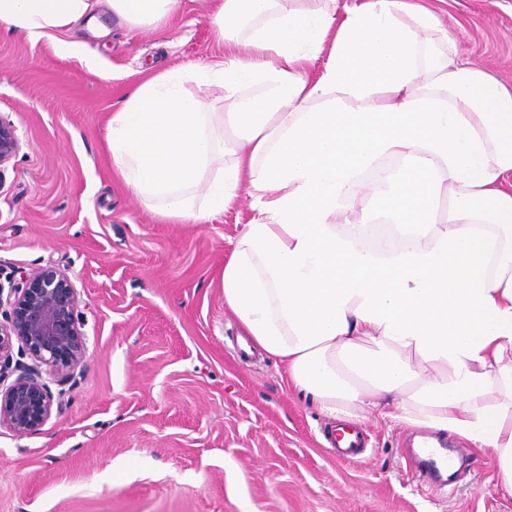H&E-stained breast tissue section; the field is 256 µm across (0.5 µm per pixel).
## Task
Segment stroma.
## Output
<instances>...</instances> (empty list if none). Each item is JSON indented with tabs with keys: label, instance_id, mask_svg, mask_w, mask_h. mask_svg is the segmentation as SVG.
Returning a JSON list of instances; mask_svg holds the SVG:
<instances>
[{
	"label": "stroma",
	"instance_id": "obj_1",
	"mask_svg": "<svg viewBox=\"0 0 512 512\" xmlns=\"http://www.w3.org/2000/svg\"><path fill=\"white\" fill-rule=\"evenodd\" d=\"M425 4L512 87V0ZM99 15L108 34L80 36L93 69L0 30V113L20 138L0 167V275L65 272L87 343L83 378L43 425L0 427V512H512L490 452L449 435L457 470L420 481L404 460L417 429L375 410L356 420L365 453L337 459L325 440L335 419L261 350L240 353L220 271L249 196L206 224L164 223L113 173L105 135L126 94L169 70L223 111V89L194 73L244 48L215 40L201 0L158 32Z\"/></svg>",
	"mask_w": 512,
	"mask_h": 512
}]
</instances>
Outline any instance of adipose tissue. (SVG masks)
I'll return each instance as SVG.
<instances>
[{"instance_id":"1","label":"adipose tissue","mask_w":512,"mask_h":512,"mask_svg":"<svg viewBox=\"0 0 512 512\" xmlns=\"http://www.w3.org/2000/svg\"><path fill=\"white\" fill-rule=\"evenodd\" d=\"M212 3L218 42L248 33L198 73L228 111L183 73L144 80L108 122L113 170L169 224L246 192L221 287L252 343L328 417L382 409L492 452L512 494V90L420 0ZM180 4L0 0V28L67 57L100 8L157 30ZM184 87L188 92L204 98L214 108V112H224V89L221 87L201 84L194 77L186 80Z\"/></svg>"}]
</instances>
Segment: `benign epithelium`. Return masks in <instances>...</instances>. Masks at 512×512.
<instances>
[{"instance_id": "1", "label": "benign epithelium", "mask_w": 512, "mask_h": 512, "mask_svg": "<svg viewBox=\"0 0 512 512\" xmlns=\"http://www.w3.org/2000/svg\"><path fill=\"white\" fill-rule=\"evenodd\" d=\"M19 149L17 127L0 114V167ZM78 307L71 280L54 268L0 287V426L31 433L50 417L55 397L77 385L87 352Z\"/></svg>"}]
</instances>
